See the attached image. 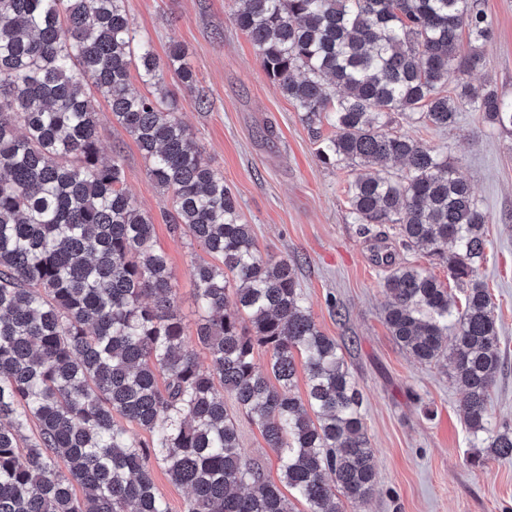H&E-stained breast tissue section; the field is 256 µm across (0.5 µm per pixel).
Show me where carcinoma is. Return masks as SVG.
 <instances>
[{"mask_svg":"<svg viewBox=\"0 0 512 512\" xmlns=\"http://www.w3.org/2000/svg\"><path fill=\"white\" fill-rule=\"evenodd\" d=\"M230 16L320 161L357 171L354 223L393 225L403 248L466 286L460 309L426 269L376 256L390 335L422 363H450L463 388L466 426L484 444L466 463L512 457V427L489 417L501 352L475 278L486 213L441 149L393 128L402 118L446 130L467 107L512 130V98L492 83L446 90L450 72L483 64L491 22L476 0H232ZM133 71L152 95L130 90ZM169 72L195 90L184 46L161 57L137 40L125 0H0V512H168L150 457L189 490L184 512H296V500L357 510L376 494L362 392L305 306L295 263L260 253L224 173L178 118ZM92 90L169 198L170 232L213 258L192 268L206 371L153 217L126 191L121 153L102 155ZM257 345L270 351L265 372ZM226 395L291 495L241 453Z\"/></svg>","mask_w":512,"mask_h":512,"instance_id":"cac0c4a2","label":"carcinoma"}]
</instances>
